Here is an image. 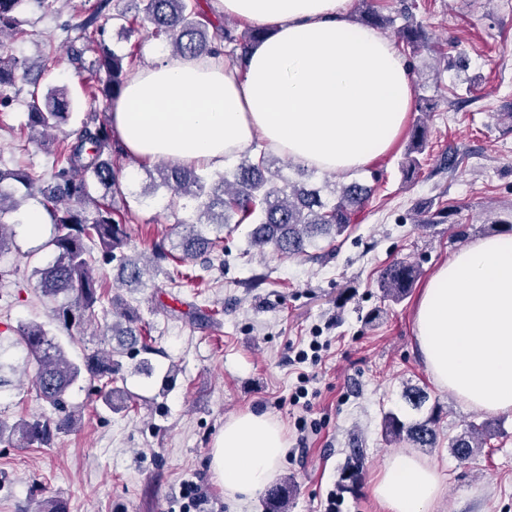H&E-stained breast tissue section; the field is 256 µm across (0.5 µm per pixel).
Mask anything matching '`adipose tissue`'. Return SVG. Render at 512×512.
I'll return each instance as SVG.
<instances>
[{"instance_id": "obj_1", "label": "adipose tissue", "mask_w": 512, "mask_h": 512, "mask_svg": "<svg viewBox=\"0 0 512 512\" xmlns=\"http://www.w3.org/2000/svg\"><path fill=\"white\" fill-rule=\"evenodd\" d=\"M224 15L271 26L245 67L213 56H166L136 68L112 109L125 153L221 172L265 141L305 167L344 174L386 155L412 105L409 69L393 37L351 22L349 0H219ZM418 349L434 381L469 406L512 411V235L460 248L426 283L415 313ZM286 446L281 424L247 410L210 452L228 497L263 488ZM372 493L384 512H429L438 471L389 457Z\"/></svg>"}]
</instances>
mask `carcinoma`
Here are the masks:
<instances>
[{
    "label": "carcinoma",
    "instance_id": "cac0c4a2",
    "mask_svg": "<svg viewBox=\"0 0 512 512\" xmlns=\"http://www.w3.org/2000/svg\"><path fill=\"white\" fill-rule=\"evenodd\" d=\"M60 0H0V112L11 108L8 90L18 79H26L30 68L15 55L5 51L3 37L18 39L20 8L28 3L49 11ZM143 7L134 15L119 12L112 19L119 23V33L128 40L146 34L160 40L177 56H222L232 65H244L251 47L266 35L264 27L242 31L213 21L199 0H140ZM366 5L360 23L381 27L392 23ZM102 3L81 23L67 29L66 55L69 62L81 64L87 52L96 54L92 68L87 112L79 125L67 129L72 117V100L64 89L46 94L30 82L26 128L43 135L41 149L53 157L50 180L39 179L24 167H0V254L21 251L12 227L3 221L6 213L18 211L29 198L38 200L49 218V235L37 250L48 249L52 258L34 270L43 296L54 303L50 319L64 329H80L96 320L98 310H110L112 338L121 352L151 350L144 335L138 309L120 294L108 295L94 267L115 265L118 287L135 288L142 284L147 265L126 253L130 239L129 225L136 223L132 210H117L107 202V195L125 196L122 167L114 157L123 148L114 139L112 122L103 113L119 99L129 73L136 66L132 53L119 54L98 38ZM403 24L395 28L403 50L416 52L424 46L421 29L413 24L410 7L400 11ZM427 136L424 128L412 129L405 149L401 172L409 177L421 166ZM274 158L264 151L258 156L245 155L224 172L209 173L195 166L168 162L155 169L148 188L137 195L140 201L164 190L169 207L181 208L188 217L174 225L177 242L162 239L152 246L153 263L161 264L175 257L181 261L207 258L224 253V233L249 224L248 239L253 248L284 258H297L316 238L331 239L342 235L369 198L371 188L358 180L343 182L325 196L322 189L297 185L272 170ZM180 251L175 255L174 251ZM419 275L411 261L400 260L386 266L378 277V287L392 301L404 299ZM10 346L21 349L26 368L32 372L37 395L54 411L52 417L21 419L13 425L0 420V442L22 447L48 445L53 438L74 429L78 407L68 400L70 389L81 379L98 385V400L111 412H126L135 399L123 386L120 361L110 352H93L82 362L67 359L62 345L41 323L22 324ZM437 419L431 415L406 423L392 411L385 413L383 428L391 440L407 441L414 448H433L437 440ZM487 422L450 440V448L461 459L475 456L480 447L477 438L484 435ZM288 483L270 486L264 498L265 512H285Z\"/></svg>",
    "mask_w": 512,
    "mask_h": 512
}]
</instances>
